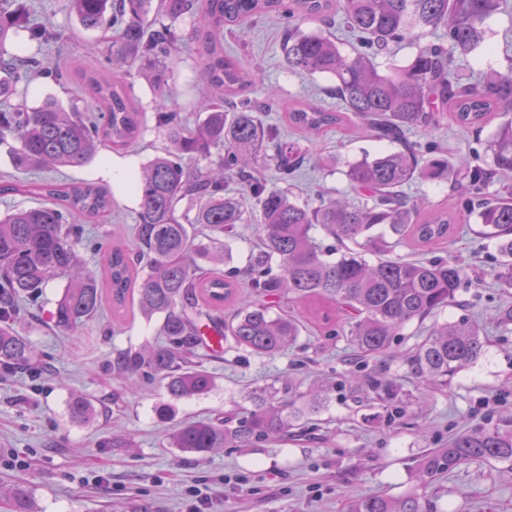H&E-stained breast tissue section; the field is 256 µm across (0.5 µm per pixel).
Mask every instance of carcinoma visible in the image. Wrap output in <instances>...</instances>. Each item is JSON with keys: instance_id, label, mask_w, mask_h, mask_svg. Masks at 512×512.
<instances>
[{"instance_id": "1", "label": "carcinoma", "mask_w": 512, "mask_h": 512, "mask_svg": "<svg viewBox=\"0 0 512 512\" xmlns=\"http://www.w3.org/2000/svg\"><path fill=\"white\" fill-rule=\"evenodd\" d=\"M504 0H345L336 24L360 50L344 55L328 36L306 33L305 20L331 16L334 0H161L171 21L145 24L153 0H68L86 30L115 31L107 49L112 76L81 75L93 111L65 108L48 96L35 107L11 104L19 86L47 70L36 55L11 47L18 30L44 44L59 33L25 15L20 0H0V146L18 171L79 167L104 149L127 151L137 144L145 113L126 89L125 68L139 73L162 93L170 80L169 61L181 44L174 23L197 18L188 34L202 60L203 80L224 94L201 103L199 120L188 126L179 111L161 99L153 114L165 146L138 174L139 197L134 235L110 244L107 234L91 237L87 225L112 215V193L97 182L53 177L12 178L0 183V196L35 198L38 204L0 215V369L35 365L32 343L16 323L37 307L47 286L66 281L51 320L66 334L119 308L133 287L147 317L159 316L164 342L126 350L112 358V372L131 380L159 377L166 400L157 414L167 419L174 403L207 394L214 377L195 362L203 336L212 331L229 350L272 356L296 343L301 318L274 315L273 303L287 295L321 298L349 308L347 340L360 357L394 355L392 336L408 323L437 315L471 283L468 269L454 255L408 259L395 253L406 240L419 247L446 241L452 225L474 219L498 251L491 276L512 289V187L498 178L512 174V76L498 73L476 79L458 74L457 61L484 42V22L503 10ZM283 15V49L289 69L330 75L336 80L340 109L306 102L285 109L288 126L320 134L360 122L373 136L397 145L376 157L346 165L349 189L361 200L322 198L315 204L290 197L285 185L304 158L299 147L262 113L279 107L276 91L250 97L260 78L224 54V33L254 17ZM408 43L415 55L405 66L380 69L378 58ZM500 117L487 143L489 163L437 155L434 146L410 140L414 132L431 136L451 120L481 128ZM218 159L212 160L213 152ZM272 166L279 183L257 176ZM424 178L453 179L465 197L456 215L414 199L405 188ZM234 181L254 201L248 210L228 189ZM186 204L183 213L178 205ZM251 226L258 242L242 266L232 264L230 241ZM344 245L336 253L322 247L315 230ZM105 255L103 278L84 268L85 252ZM252 289L236 297L239 280ZM480 328L465 320L435 323L417 346L411 373L422 381L448 385L484 353ZM242 416L177 427L169 440L177 448L208 453L215 448H255L277 442L289 429L319 411L324 399L307 398L286 385L256 389ZM70 412L92 416L89 401L77 396ZM512 466V419L448 440L427 454L418 477L431 478L473 460ZM351 512H424L416 496H369Z\"/></svg>"}]
</instances>
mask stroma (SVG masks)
Returning a JSON list of instances; mask_svg holds the SVG:
<instances>
[{"mask_svg":"<svg viewBox=\"0 0 512 512\" xmlns=\"http://www.w3.org/2000/svg\"><path fill=\"white\" fill-rule=\"evenodd\" d=\"M32 18L53 26L57 41L39 45L26 32L15 44L67 65L72 78L59 84L37 78L26 89L27 106L48 95L63 104L86 108L88 100L76 77L106 65L107 44L100 32L84 30L67 9V0H26ZM485 42L467 61L463 73L512 72V7L484 23ZM283 24L263 18L224 38V49L249 68L259 70L265 85L281 99L307 100L327 107L332 79L289 71L282 48ZM166 95L182 115L194 112L204 93L198 78L199 57L182 48L169 62ZM489 131L475 133L456 124L441 125L435 141L449 156L484 159ZM289 141L306 148L292 192L310 200L343 191L346 163L377 154L380 145L367 127L330 131L308 142L296 130ZM164 144L147 126L129 151L108 150L79 168L58 170L67 181L96 179L112 191V219L104 227L112 241L129 238L138 207L131 189L113 185L107 169L128 162L142 168ZM447 247L481 278L461 289L456 303L438 313L441 322L468 318L488 343L484 355L462 370L447 388H431L412 376L408 360L427 335L429 325L413 321L395 337V355L367 360V370L391 383L405 411L392 408L368 392L357 359L344 336L328 335L314 314L295 348L273 357L243 352L211 353L203 367L215 377L211 392L179 402L172 422L155 411L164 401L161 383L149 376L127 384L112 373L117 351L157 341L158 319L141 315L128 296L123 319L113 332L98 321L58 334L50 314L65 287L56 281L45 289L38 315L22 321L39 369L0 377V512H14L9 488L22 489L28 512H191V488L210 498L206 512H349L355 499L414 495L430 512H512V468L493 460H475L423 483L416 472L429 452L446 447L450 436L479 429L512 416V330L493 320L495 310L512 302V290L499 288L489 275L495 250L475 224L459 223ZM289 378L302 391L328 390L311 433L291 435L257 448H217L200 454L171 447L175 424L213 420L247 406L257 386L280 385ZM93 407L89 421L74 419L73 396Z\"/></svg>","mask_w":512,"mask_h":512,"instance_id":"1","label":"stroma"}]
</instances>
